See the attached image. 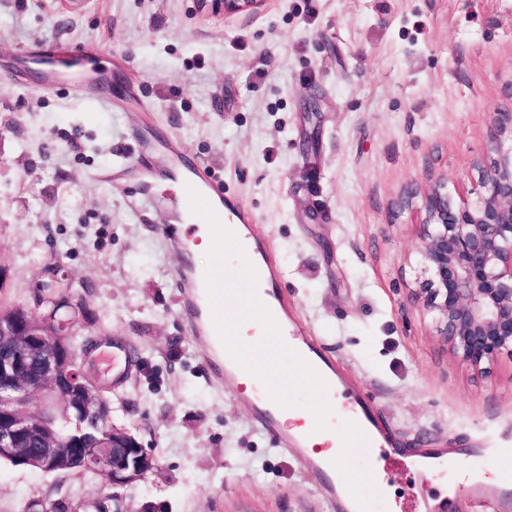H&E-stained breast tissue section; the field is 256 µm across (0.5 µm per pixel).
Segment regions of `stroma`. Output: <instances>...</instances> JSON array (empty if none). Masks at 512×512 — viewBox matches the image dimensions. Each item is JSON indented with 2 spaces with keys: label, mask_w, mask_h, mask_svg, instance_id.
I'll return each instance as SVG.
<instances>
[{
  "label": "stroma",
  "mask_w": 512,
  "mask_h": 512,
  "mask_svg": "<svg viewBox=\"0 0 512 512\" xmlns=\"http://www.w3.org/2000/svg\"><path fill=\"white\" fill-rule=\"evenodd\" d=\"M88 46L110 57L113 94L136 93L114 112L68 86L41 91L31 73L0 81V303L34 306L54 266L89 304L75 339L135 350L112 422L158 466L116 495L135 512H326L319 483L257 429L243 386L208 365L181 313L184 257L161 235L176 208L145 202L167 188L171 139L251 214L289 324L321 341L398 445L466 455L460 468L435 465L424 493L454 487L448 512H472L467 470L512 494V359L473 369L411 299L422 194L444 182L455 207L471 205L497 115L512 113V0H266L226 18L196 0H0V66L26 48L67 59ZM135 134L154 173L101 181ZM205 262L235 296L233 323L258 319L251 266L224 247ZM244 350L271 377L267 392L322 410L326 390L276 337ZM322 412L367 512H402L410 465L376 471L354 424ZM63 495L88 504L103 490L90 474L0 462V512Z\"/></svg>",
  "instance_id": "35a3bbf8"
}]
</instances>
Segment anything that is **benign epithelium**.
<instances>
[{
    "mask_svg": "<svg viewBox=\"0 0 512 512\" xmlns=\"http://www.w3.org/2000/svg\"><path fill=\"white\" fill-rule=\"evenodd\" d=\"M215 13L234 14L263 0H197ZM480 165L483 191L456 208L448 186L424 193L420 271L412 297L433 315L437 335L452 353L481 370L512 355V135L494 141ZM0 456L45 473L91 468L107 488L128 486L157 467L156 456L124 428L89 445L56 433L45 417L53 402L83 412L109 410V383L91 362L69 354L67 324L29 307L0 310Z\"/></svg>",
    "mask_w": 512,
    "mask_h": 512,
    "instance_id": "1",
    "label": "benign epithelium"
}]
</instances>
